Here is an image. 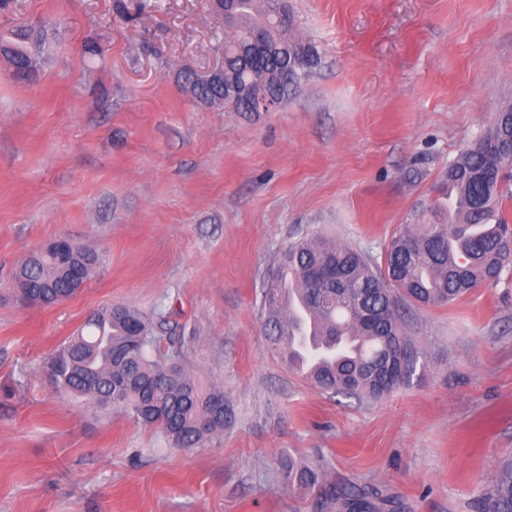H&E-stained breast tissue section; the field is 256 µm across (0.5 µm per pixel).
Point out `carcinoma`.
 I'll return each mask as SVG.
<instances>
[{
    "label": "carcinoma",
    "instance_id": "obj_1",
    "mask_svg": "<svg viewBox=\"0 0 512 512\" xmlns=\"http://www.w3.org/2000/svg\"><path fill=\"white\" fill-rule=\"evenodd\" d=\"M235 36L224 41V75L202 81L184 74L186 90L197 100L242 114L255 110L253 94L234 96V86L251 83L255 69L265 72L259 93L281 103L288 88L318 63L314 48L295 36L288 0H212ZM261 31L264 47L255 57L239 49ZM45 33L22 29L15 42L0 47V61L18 81L31 80ZM512 189V103L450 164L439 186L440 202L429 208L430 224H405L392 237L382 262L320 235L289 245L278 259L276 277L267 285L264 334L268 349L296 370L295 343L307 342L293 328L307 317L334 347L300 375L314 388L378 400L415 371L416 358L406 339L399 307L408 299L418 306H445L471 290L493 285L504 243L512 239L502 210ZM72 266L91 278L100 263L97 252L66 240ZM300 304L277 297L283 277ZM17 292L36 295L47 305L77 292L70 274L54 254L23 264L15 275ZM54 386L90 407L122 414L159 427L180 448H198L224 430L230 418L224 392L203 388L183 367L182 351L161 348L152 326L128 304L94 311L69 337L50 363ZM284 487L319 490L322 506L336 512H392V501L376 488L327 481L316 465L290 453L279 458ZM478 512H512V459L504 460L487 484Z\"/></svg>",
    "mask_w": 512,
    "mask_h": 512
}]
</instances>
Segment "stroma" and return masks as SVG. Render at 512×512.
<instances>
[{
  "mask_svg": "<svg viewBox=\"0 0 512 512\" xmlns=\"http://www.w3.org/2000/svg\"><path fill=\"white\" fill-rule=\"evenodd\" d=\"M11 0L0 37L46 28L36 78L0 67V512H320L281 451L396 512H472L512 456V270L441 307L401 304L416 373L379 400L310 386L268 349L263 288L310 234L381 259L449 163L512 103V0H289L318 64L271 112L197 101L182 74L230 31L204 0ZM96 42L103 52L85 54ZM424 159L416 177L412 162ZM61 237L103 259L76 295L22 307L13 276ZM128 304L219 387L204 447L57 391L52 356Z\"/></svg>",
  "mask_w": 512,
  "mask_h": 512,
  "instance_id": "obj_1",
  "label": "stroma"
}]
</instances>
